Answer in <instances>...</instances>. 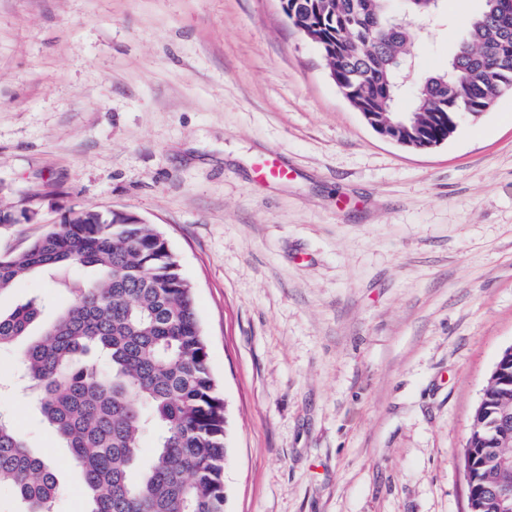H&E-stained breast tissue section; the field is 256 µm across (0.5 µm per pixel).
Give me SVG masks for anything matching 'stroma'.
Wrapping results in <instances>:
<instances>
[{
	"label": "stroma",
	"instance_id": "1",
	"mask_svg": "<svg viewBox=\"0 0 512 512\" xmlns=\"http://www.w3.org/2000/svg\"><path fill=\"white\" fill-rule=\"evenodd\" d=\"M482 0L411 33L446 67ZM276 154L290 176L260 182ZM0 225L18 252L83 207L159 226L195 286L226 410L224 512H468L463 449L512 345V93L416 150L373 130L279 0H0ZM69 295L44 275L8 311ZM0 416L85 512L14 386Z\"/></svg>",
	"mask_w": 512,
	"mask_h": 512
}]
</instances>
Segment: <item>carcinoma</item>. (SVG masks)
I'll use <instances>...</instances> for the list:
<instances>
[{"instance_id": "obj_1", "label": "carcinoma", "mask_w": 512, "mask_h": 512, "mask_svg": "<svg viewBox=\"0 0 512 512\" xmlns=\"http://www.w3.org/2000/svg\"><path fill=\"white\" fill-rule=\"evenodd\" d=\"M288 23L319 48L334 83L359 112H388L413 88V111L432 131L455 132L460 118L491 109L512 92V18L496 0L467 22L445 71L399 84L413 61L408 23L391 0H286ZM409 18H429L439 3L405 0ZM86 272L70 285L69 305L40 337L41 305L0 312V348H18L22 380L43 421L80 472L87 512H224L226 412L212 376L194 287L154 224L84 208L25 250L0 257V293L20 278ZM106 360L109 369L95 366ZM466 441L478 457L474 512H500L482 487L497 478L488 454L512 461V386L489 377ZM154 446L145 454L144 436ZM492 452H487V449ZM0 485L20 512H52L60 490L55 468L34 454L0 417Z\"/></svg>"}]
</instances>
